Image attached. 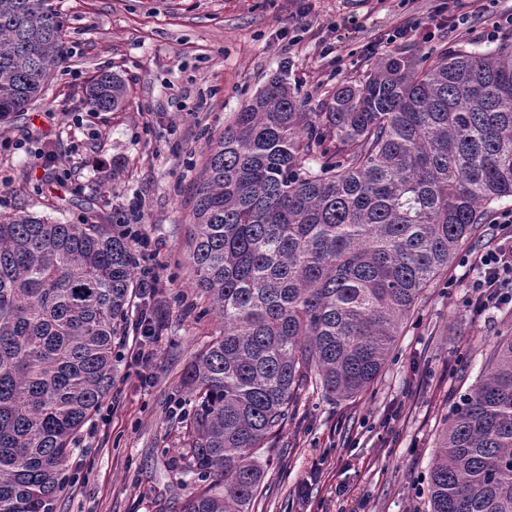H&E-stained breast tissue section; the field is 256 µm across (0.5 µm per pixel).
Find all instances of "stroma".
I'll list each match as a JSON object with an SVG mask.
<instances>
[{
  "instance_id": "1",
  "label": "stroma",
  "mask_w": 512,
  "mask_h": 512,
  "mask_svg": "<svg viewBox=\"0 0 512 512\" xmlns=\"http://www.w3.org/2000/svg\"><path fill=\"white\" fill-rule=\"evenodd\" d=\"M68 55L26 112L0 122V212H38L60 224H116L138 201L156 239L164 332L153 363L116 362L112 389L83 427L56 512H179L201 482L187 474L181 420L191 407L184 365L209 341L188 262L193 180L211 145L271 76L284 73L311 112L337 84L391 52L407 18L429 23L403 48H485L433 21L440 4L469 0H56ZM102 71L125 83L124 104L83 102ZM52 164H45V157ZM469 268L453 264L404 322L377 380L341 400L306 390L283 434L258 458L255 512H424L442 418L506 332L512 305L473 315ZM455 287H448V280Z\"/></svg>"
}]
</instances>
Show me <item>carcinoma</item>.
I'll return each mask as SVG.
<instances>
[{
    "mask_svg": "<svg viewBox=\"0 0 512 512\" xmlns=\"http://www.w3.org/2000/svg\"><path fill=\"white\" fill-rule=\"evenodd\" d=\"M65 58L52 0H0V120ZM126 98L100 74L93 111ZM512 198V46L396 49L305 111L283 78L224 128L198 176L190 264L219 333L186 365L180 512H252L255 461L302 392L352 398L489 205ZM136 262L108 224L0 213V512H55L77 436L112 388ZM426 512H512V333L442 419Z\"/></svg>",
    "mask_w": 512,
    "mask_h": 512,
    "instance_id": "cac0c4a2",
    "label": "carcinoma"
}]
</instances>
